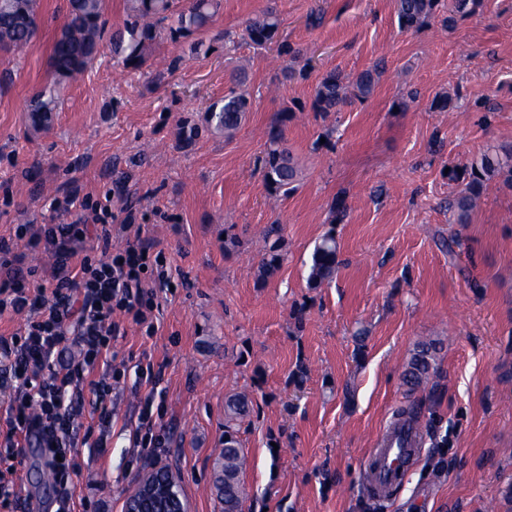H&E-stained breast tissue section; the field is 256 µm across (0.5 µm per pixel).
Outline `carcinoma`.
<instances>
[{"instance_id": "cac0c4a2", "label": "carcinoma", "mask_w": 512, "mask_h": 512, "mask_svg": "<svg viewBox=\"0 0 512 512\" xmlns=\"http://www.w3.org/2000/svg\"><path fill=\"white\" fill-rule=\"evenodd\" d=\"M222 0H191L184 10L177 9L176 0H126L123 27L112 32V53L122 59L123 66L133 72L142 69L152 47L159 41L176 40L205 29L221 8ZM440 0H395L398 26L402 31L419 29L437 13ZM106 0H69L67 20L56 37L51 66L56 82L77 79L96 59L105 35ZM39 0H0V51H24L38 29ZM281 21L272 10L255 16L245 27L243 38L255 47L276 45L280 57L296 55V50L281 39ZM379 71L367 69L350 80L337 70L322 75L312 103L313 112H338L353 98L366 99L374 91ZM237 87L230 89L206 111L208 126L230 137L252 109L250 95L241 90L245 77L235 74ZM59 109L55 87L47 86L35 93L27 105L30 126L46 130ZM263 179L271 191L288 195L298 170L283 137L282 130L270 132L264 155L260 160ZM512 178V143L489 146L467 164L449 171L450 179L459 183L456 196L449 202L458 224L465 223L477 206L486 186L502 177ZM284 255L277 246L270 247L254 272L255 280L266 282L281 267ZM340 265L334 235H325L312 253L308 284L319 288L329 283ZM436 342L417 345L403 373L408 391L418 390L434 370ZM252 410V401L245 395H232L224 407V448L222 474L217 489L224 502V512H242L245 498L240 481L247 457L238 437L239 426Z\"/></svg>"}]
</instances>
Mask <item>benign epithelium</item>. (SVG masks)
Instances as JSON below:
<instances>
[{
	"instance_id": "benign-epithelium-1",
	"label": "benign epithelium",
	"mask_w": 512,
	"mask_h": 512,
	"mask_svg": "<svg viewBox=\"0 0 512 512\" xmlns=\"http://www.w3.org/2000/svg\"><path fill=\"white\" fill-rule=\"evenodd\" d=\"M135 484L141 494L126 500L124 512H189L175 468L148 460L136 475Z\"/></svg>"
}]
</instances>
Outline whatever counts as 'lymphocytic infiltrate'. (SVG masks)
Returning a JSON list of instances; mask_svg holds the SVG:
<instances>
[{
  "label": "lymphocytic infiltrate",
  "instance_id": "1",
  "mask_svg": "<svg viewBox=\"0 0 512 512\" xmlns=\"http://www.w3.org/2000/svg\"><path fill=\"white\" fill-rule=\"evenodd\" d=\"M56 224H19L0 238V315H21L22 326L0 334V358L8 362L9 408L0 416V507L25 512L26 498L11 466L22 448L38 444L58 486L56 512H74L77 473L75 420L85 408L111 424L107 401L121 373L112 344L120 320L154 336L159 293L171 280L162 254L141 236L112 248V204L92 196L54 199ZM51 260L40 272L27 251ZM154 392H147L129 443L137 455L162 445L155 434Z\"/></svg>",
  "mask_w": 512,
  "mask_h": 512
}]
</instances>
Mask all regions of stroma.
<instances>
[{
  "label": "stroma",
  "instance_id": "1",
  "mask_svg": "<svg viewBox=\"0 0 512 512\" xmlns=\"http://www.w3.org/2000/svg\"><path fill=\"white\" fill-rule=\"evenodd\" d=\"M68 0H40L23 54L0 52V236L54 224L53 198L112 197L161 251L175 288L158 331L123 322L113 347L127 369L112 394V434L79 450L76 493L85 512H124L142 463L126 421L148 391L135 366L159 374L164 439L155 457L176 466L191 512H221L215 468L224 399L253 410L240 426L247 466L243 512H512V190L487 187L467 223L448 202L446 175L488 146L512 142V0H480L461 17L443 9L400 31L394 0H223L199 38L161 41L140 72L109 46L63 83L50 130L26 121L32 95L53 80L54 39ZM274 8L300 54L281 58L225 33ZM323 15L312 28V12ZM180 58L164 79L162 64ZM381 66L373 94L340 111H310L322 74ZM243 71L254 101L232 137L205 129L227 76ZM455 108L436 112L435 95ZM291 117H284V110ZM202 132L178 142L182 122ZM281 123L299 165L297 188L271 195L257 159ZM347 214L335 222L332 207ZM281 227L285 260L265 284L254 271ZM334 233L333 281L307 284L315 241ZM436 340V374L407 395L402 374L418 342ZM426 429L416 468L389 500L372 499L363 460L405 408ZM41 450L27 449L15 479L37 512H55Z\"/></svg>",
  "mask_w": 512,
  "mask_h": 512
}]
</instances>
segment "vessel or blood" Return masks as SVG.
I'll return each instance as SVG.
<instances>
[{"label":"vessel or blood","instance_id":"vessel-or-blood-1","mask_svg":"<svg viewBox=\"0 0 512 512\" xmlns=\"http://www.w3.org/2000/svg\"><path fill=\"white\" fill-rule=\"evenodd\" d=\"M422 441V434L397 420L384 429L366 458L369 486L374 497L392 495L415 465Z\"/></svg>","mask_w":512,"mask_h":512}]
</instances>
